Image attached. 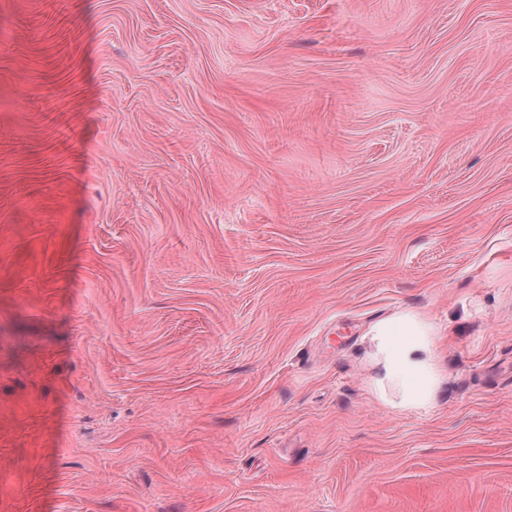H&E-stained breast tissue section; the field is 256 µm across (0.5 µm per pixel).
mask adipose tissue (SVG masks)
<instances>
[{
	"instance_id": "adipose-tissue-1",
	"label": "adipose tissue",
	"mask_w": 512,
	"mask_h": 512,
	"mask_svg": "<svg viewBox=\"0 0 512 512\" xmlns=\"http://www.w3.org/2000/svg\"><path fill=\"white\" fill-rule=\"evenodd\" d=\"M430 326L407 314L375 326L370 341L380 356L387 378L402 390L406 408L426 407L433 394L436 377L430 368Z\"/></svg>"
}]
</instances>
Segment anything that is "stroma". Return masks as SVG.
<instances>
[{
    "mask_svg": "<svg viewBox=\"0 0 512 512\" xmlns=\"http://www.w3.org/2000/svg\"><path fill=\"white\" fill-rule=\"evenodd\" d=\"M0 512H512V0H0ZM431 328L415 315H403L375 326L370 341L382 358L387 378L402 390L400 405L426 407L433 394L436 377L430 368Z\"/></svg>",
    "mask_w": 512,
    "mask_h": 512,
    "instance_id": "obj_1",
    "label": "stroma"
}]
</instances>
